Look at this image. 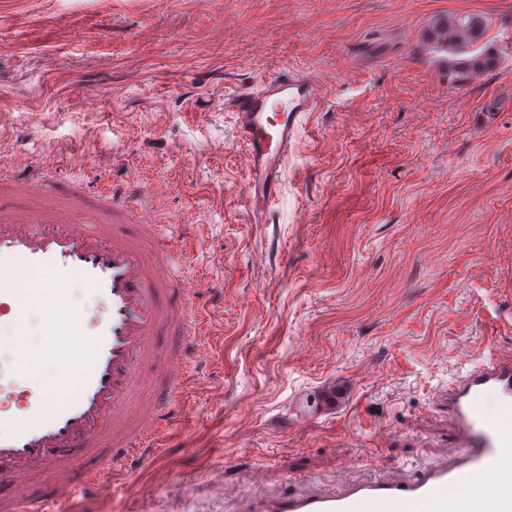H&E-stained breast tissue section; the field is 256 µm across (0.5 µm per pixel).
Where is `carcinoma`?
<instances>
[{
    "mask_svg": "<svg viewBox=\"0 0 512 512\" xmlns=\"http://www.w3.org/2000/svg\"><path fill=\"white\" fill-rule=\"evenodd\" d=\"M485 23L477 16L467 18H441L428 33V39L449 54L448 68L453 72L479 74L491 71L498 65V49L486 45L473 54L470 46L484 34Z\"/></svg>",
    "mask_w": 512,
    "mask_h": 512,
    "instance_id": "1",
    "label": "carcinoma"
}]
</instances>
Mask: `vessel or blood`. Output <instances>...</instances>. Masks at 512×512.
<instances>
[{
	"label": "vessel or blood",
	"instance_id": "1",
	"mask_svg": "<svg viewBox=\"0 0 512 512\" xmlns=\"http://www.w3.org/2000/svg\"><path fill=\"white\" fill-rule=\"evenodd\" d=\"M324 96L316 79L291 66L225 93L247 151L243 204L266 221L299 128ZM36 199L0 210V376L22 387V414H0V512H70L73 496L111 487L120 460L150 463L183 393L198 345L197 312L185 303L181 254L167 225L138 222L125 201L102 194L78 217L79 184L55 186L29 174L0 176V193ZM106 314L88 325L86 297ZM339 383L323 407L346 405ZM459 426L448 461L404 479H373L316 495L254 498L248 512H459L453 492L486 485L466 512H512V356L490 358L448 396ZM55 484L40 489L45 471Z\"/></svg>",
	"mask_w": 512,
	"mask_h": 512
}]
</instances>
